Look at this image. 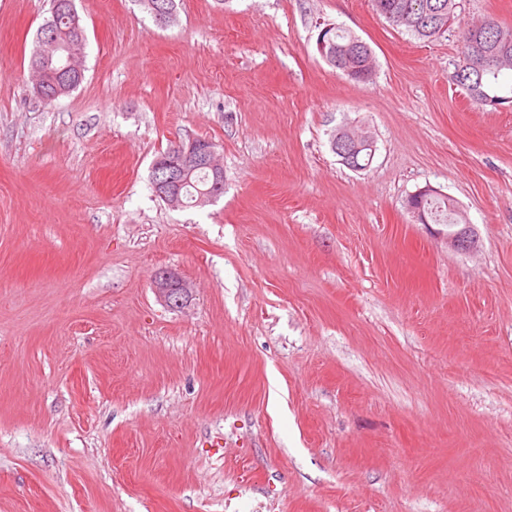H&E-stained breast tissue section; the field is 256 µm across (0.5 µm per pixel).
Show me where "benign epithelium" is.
I'll return each mask as SVG.
<instances>
[{"label": "benign epithelium", "instance_id": "benign-epithelium-1", "mask_svg": "<svg viewBox=\"0 0 512 512\" xmlns=\"http://www.w3.org/2000/svg\"><path fill=\"white\" fill-rule=\"evenodd\" d=\"M146 7L155 16L158 24L168 26L175 20L174 9L160 7L153 0H144ZM43 49L38 51L39 66L56 67L62 72L71 69L73 50L52 41L46 37L42 40ZM316 48L319 55L326 61L336 62L345 67L346 72L352 74L358 69L353 57L349 54H336L331 41L322 36L317 38ZM509 50V42H503L502 51L491 55L484 50H477L471 54L467 63L469 71H479L486 60L498 58ZM332 149L341 158V161L357 167V159L362 157V151L369 149L375 154L373 136L370 132L357 133L349 127L340 129V132L331 140ZM155 171L154 189L160 193L165 202L173 208L184 206L182 187L190 181L192 175L198 170H206L211 174L212 187L199 193L197 204L205 205L215 200L216 189L222 186L224 180L223 169L216 163L210 143L202 139H192L186 143L175 144V151L171 157L158 159L153 164ZM448 244L458 250H469L477 243L476 234L469 222L448 225L446 233ZM153 287L167 305L173 309H182L188 303L191 289L189 284L176 272L162 270L156 273Z\"/></svg>", "mask_w": 512, "mask_h": 512}]
</instances>
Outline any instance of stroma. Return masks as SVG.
I'll use <instances>...</instances> for the list:
<instances>
[{"label": "stroma", "instance_id": "stroma-1", "mask_svg": "<svg viewBox=\"0 0 512 512\" xmlns=\"http://www.w3.org/2000/svg\"><path fill=\"white\" fill-rule=\"evenodd\" d=\"M76 7L85 79L47 103L49 0H0V512H512V103L454 79L461 23L512 29V0H456L430 42L371 0ZM197 138L224 194L170 207L152 165ZM427 186L474 249L413 221ZM332 28L333 25H326L321 29L316 42L317 51L319 55L329 63L338 62L340 65L345 67L347 73L354 74L355 70L360 68L354 64L353 57L347 53H336L335 56L332 42L340 48H347L349 52H354L355 48L352 44L354 38L357 37L353 36L350 32L341 27H335L332 31H330ZM328 31H330V39L332 42L329 40L326 41L325 35L324 37H321L322 34ZM339 131L337 132V137L336 133L332 136L331 145L333 151L336 152L343 163L357 170L366 169L372 163L375 154V145L371 133L369 131L357 133L349 127L341 128ZM365 148L370 150V159L367 166H362L361 157L362 151ZM357 158L360 160L359 165L356 163ZM153 287L173 309H183L191 296L189 284L172 270H162L156 273Z\"/></svg>", "mask_w": 512, "mask_h": 512}]
</instances>
